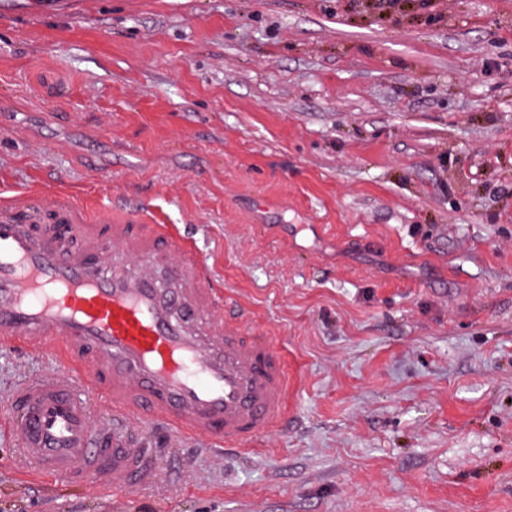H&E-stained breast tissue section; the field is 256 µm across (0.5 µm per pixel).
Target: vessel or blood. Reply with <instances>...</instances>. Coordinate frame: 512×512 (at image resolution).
I'll return each mask as SVG.
<instances>
[{
	"label": "vessel or blood",
	"mask_w": 512,
	"mask_h": 512,
	"mask_svg": "<svg viewBox=\"0 0 512 512\" xmlns=\"http://www.w3.org/2000/svg\"><path fill=\"white\" fill-rule=\"evenodd\" d=\"M72 239L0 220V348L51 365L0 406L35 474L108 492L155 479L144 429L246 450L288 417V371L275 337L225 322L224 296L195 246L148 210L102 212ZM112 407L108 422L92 414Z\"/></svg>",
	"instance_id": "vessel-or-blood-1"
}]
</instances>
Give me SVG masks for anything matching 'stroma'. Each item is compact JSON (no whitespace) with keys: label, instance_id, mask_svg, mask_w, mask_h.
Wrapping results in <instances>:
<instances>
[{"label":"stroma","instance_id":"stroma-1","mask_svg":"<svg viewBox=\"0 0 512 512\" xmlns=\"http://www.w3.org/2000/svg\"><path fill=\"white\" fill-rule=\"evenodd\" d=\"M151 206L278 338L254 451L0 512H512V0H0V198ZM0 349V400L44 371Z\"/></svg>","mask_w":512,"mask_h":512}]
</instances>
